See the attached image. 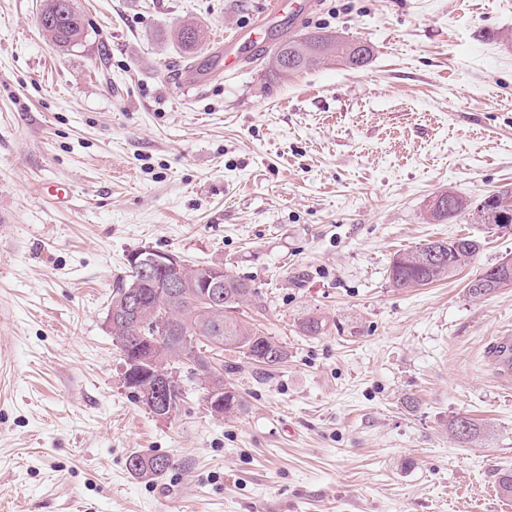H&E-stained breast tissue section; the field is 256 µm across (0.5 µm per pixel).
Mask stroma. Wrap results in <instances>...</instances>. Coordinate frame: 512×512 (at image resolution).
<instances>
[{"instance_id":"stroma-1","label":"stroma","mask_w":512,"mask_h":512,"mask_svg":"<svg viewBox=\"0 0 512 512\" xmlns=\"http://www.w3.org/2000/svg\"><path fill=\"white\" fill-rule=\"evenodd\" d=\"M269 2L74 0L85 37L62 51L42 0H0V512H512V375L488 354L512 288L467 291L512 256V224L429 216L445 189L512 196V0H316L270 41H363L364 68L282 76L244 45L213 72L214 34ZM185 22L207 33L190 60ZM191 65L205 84L179 82ZM459 236L481 241L473 264L392 288L397 251ZM141 247L256 290L250 320L288 359L225 352L238 412L189 381L160 419L127 387L106 320ZM309 313L324 334H301ZM460 414L477 442L449 438ZM135 452L174 466L140 477Z\"/></svg>"}]
</instances>
